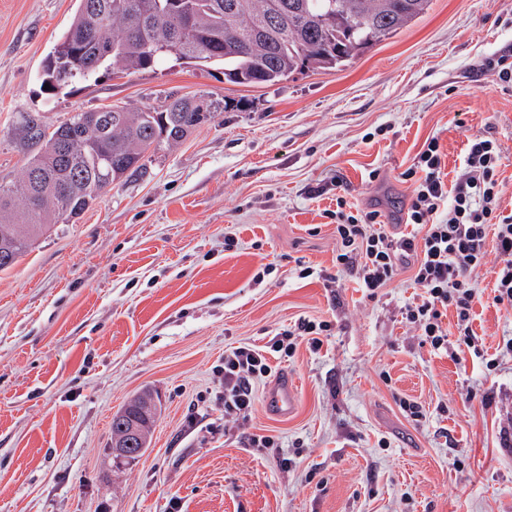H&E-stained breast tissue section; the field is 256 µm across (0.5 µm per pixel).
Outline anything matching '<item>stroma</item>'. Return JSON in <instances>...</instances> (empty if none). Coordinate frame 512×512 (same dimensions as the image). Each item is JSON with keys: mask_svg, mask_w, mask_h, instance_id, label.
I'll use <instances>...</instances> for the list:
<instances>
[{"mask_svg": "<svg viewBox=\"0 0 512 512\" xmlns=\"http://www.w3.org/2000/svg\"><path fill=\"white\" fill-rule=\"evenodd\" d=\"M77 7L0 0V182L22 172L14 129L31 112L57 125L172 92L239 105L0 271V512H512V309L493 301L498 259L475 278L477 350L456 358L403 319L411 271L373 300L338 273L330 216L339 179L348 203L401 223V174L424 143L438 138L452 181L468 135L486 131L505 151L500 209L512 214V86L481 69L512 53V0H432L346 67L274 85L169 60L52 97L43 66ZM320 183L327 192L310 195ZM303 318L332 336L271 355L250 420L225 423V350L268 345ZM284 377L297 405L280 415L266 393ZM144 390L159 405L152 441L127 464L112 454V416ZM252 434L278 450L249 447Z\"/></svg>", "mask_w": 512, "mask_h": 512, "instance_id": "1", "label": "stroma"}]
</instances>
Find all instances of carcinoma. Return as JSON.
Segmentation results:
<instances>
[{
    "label": "carcinoma",
    "mask_w": 512,
    "mask_h": 512,
    "mask_svg": "<svg viewBox=\"0 0 512 512\" xmlns=\"http://www.w3.org/2000/svg\"><path fill=\"white\" fill-rule=\"evenodd\" d=\"M432 0H79L43 67L54 94L102 70L130 74L175 59L221 66L224 81L275 84L302 70L339 69L409 27ZM229 104L169 94L158 106L77 112L57 126L24 117L21 176L0 184V271L15 265L56 224L83 214L112 186L142 179L146 161L179 145ZM146 410L139 396L112 416V437Z\"/></svg>",
    "instance_id": "carcinoma-1"
}]
</instances>
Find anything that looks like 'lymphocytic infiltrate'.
Masks as SVG:
<instances>
[{
    "mask_svg": "<svg viewBox=\"0 0 512 512\" xmlns=\"http://www.w3.org/2000/svg\"><path fill=\"white\" fill-rule=\"evenodd\" d=\"M503 159L497 139L471 136L462 171L449 184L442 172L440 143L435 138L428 140L413 166L402 174L411 188L406 222L413 230L407 234L387 231L378 211L350 212L344 198L336 200L338 270L354 275L366 297L374 299L401 270L411 269L419 295L406 304L405 320L418 331L422 343L433 349L448 344L443 318L451 309L456 312L459 345L475 346L471 319L478 294L473 274L487 261V239H494L493 252L501 261L493 301L512 307V215L500 210L502 187L497 178ZM331 332L330 324L301 319L276 334L268 350L239 346L225 351V420L250 417L254 388L271 373L268 353L291 355L300 338L317 351Z\"/></svg>",
    "mask_w": 512,
    "mask_h": 512,
    "instance_id": "f902f5d3",
    "label": "lymphocytic infiltrate"
}]
</instances>
